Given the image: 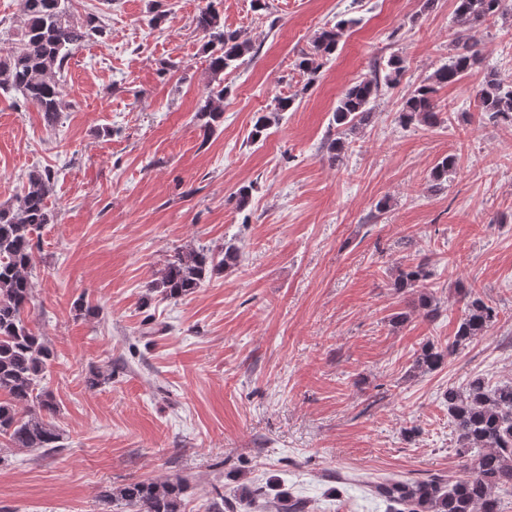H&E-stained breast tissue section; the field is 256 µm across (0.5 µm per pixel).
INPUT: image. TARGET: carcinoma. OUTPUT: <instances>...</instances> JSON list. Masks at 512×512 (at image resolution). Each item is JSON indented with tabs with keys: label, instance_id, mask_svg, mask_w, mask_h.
Here are the masks:
<instances>
[{
	"label": "carcinoma",
	"instance_id": "1",
	"mask_svg": "<svg viewBox=\"0 0 512 512\" xmlns=\"http://www.w3.org/2000/svg\"><path fill=\"white\" fill-rule=\"evenodd\" d=\"M505 0H455L457 26L469 34L468 41L451 60L437 68L405 99L398 112L403 126L441 122L435 110L438 88L460 82L483 62L479 46L482 26L503 14ZM23 25L13 50L0 56V92L15 94L42 112L47 124L56 123L67 107L59 76L73 51L84 42L104 33L99 18L89 15L78 22L72 13V0H21ZM196 28L204 38L209 70L215 76L235 66L253 50L250 39L237 31L224 29L221 13L209 0L195 17ZM350 20L316 33L311 51L302 54L298 70L314 81L344 37ZM405 66L393 56L383 78H362L345 89L337 101L334 119L336 137L327 141L330 160L341 159L345 151L343 134L367 124L372 103L381 84L400 81ZM481 116L492 123L512 124V80L494 72L484 76L477 91ZM290 97L276 99L273 114H259L251 138L267 135L273 116L288 111ZM224 86L207 89L197 117L204 134L213 133L223 122ZM456 166L455 157L439 160L432 172L435 182L448 180ZM51 170H34L15 200L0 205V437L14 448L41 449L47 453L62 447L63 432L52 422L58 404L41 381L52 366L54 353L45 338L29 324L33 287L31 271L36 263L34 235L51 221L48 198L52 192ZM238 251L229 244L223 256L208 250L177 251L167 258L157 278L146 288L165 299H178L194 292L209 274H218L236 265ZM430 276L428 262L421 260L398 270L393 288L402 291ZM462 318L454 340L442 348L424 345L414 360L421 372L441 367L460 346L486 333L496 321L495 308L474 289L463 293ZM448 416L456 434L459 455L470 460L468 475L449 480L433 475L423 481L383 482L375 486L385 498L388 512H501V493L512 494V382L491 387L482 377L470 380L462 389H448ZM185 479L138 481L117 489L105 487L99 500L110 505L119 501L126 512H182ZM278 512H305L302 501L276 493Z\"/></svg>",
	"mask_w": 512,
	"mask_h": 512
}]
</instances>
